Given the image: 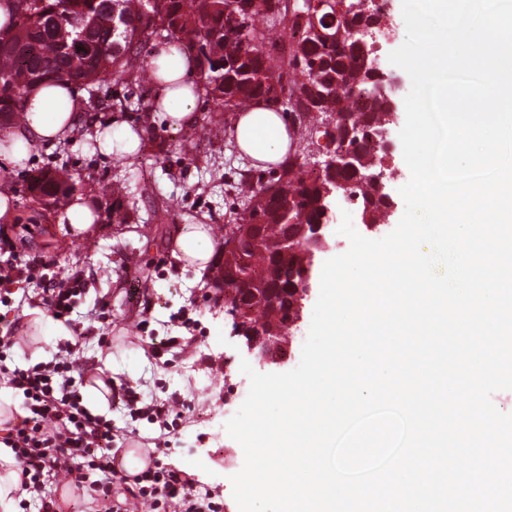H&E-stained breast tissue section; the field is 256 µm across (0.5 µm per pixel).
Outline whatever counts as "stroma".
Segmentation results:
<instances>
[{"label":"stroma","instance_id":"obj_1","mask_svg":"<svg viewBox=\"0 0 512 512\" xmlns=\"http://www.w3.org/2000/svg\"><path fill=\"white\" fill-rule=\"evenodd\" d=\"M152 94V84L139 89L138 112L92 115L96 122L140 132L137 155L116 159L110 152H95L87 140L79 138L68 143L66 154H56L43 144L29 150L21 163L8 164L13 213L0 218V259L14 255L23 262L47 257L56 261L60 274L79 269L88 276L87 292L71 318L82 326H94L112 342L83 344L82 361L94 363L115 383L137 385L144 399L179 395L187 406L185 423L165 463L216 488L224 512H238L230 477L243 465V450L229 436L213 437L209 425L224 421L225 391L247 396L250 383L240 371V360L247 352L231 335L232 319L223 303L215 301L213 283H196L193 270L176 263L170 253L183 225L213 228L230 223L238 205L230 185L255 175L256 170L234 143L232 114L207 112L200 102L198 125L173 130L152 111ZM208 121L221 126L220 138L203 136L200 126ZM62 163L79 178V194L90 202L96 216L83 233L58 223L61 205L42 208L31 202L27 188L31 170ZM384 165L395 175L386 181L393 205L379 226L382 237L404 214L399 190L410 179L401 148L385 155ZM122 178L129 185L125 204L130 221L116 224L111 189ZM107 268L112 271L108 280L103 277ZM184 310L196 322L195 360L175 357L167 366H154L140 346V318L148 319L146 331L160 344L180 335V328L167 329L163 323ZM20 316V343L7 366L25 368L51 360L61 337L54 335L51 325L37 322L29 306H22Z\"/></svg>","mask_w":512,"mask_h":512}]
</instances>
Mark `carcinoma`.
Instances as JSON below:
<instances>
[{"instance_id":"carcinoma-1","label":"carcinoma","mask_w":512,"mask_h":512,"mask_svg":"<svg viewBox=\"0 0 512 512\" xmlns=\"http://www.w3.org/2000/svg\"><path fill=\"white\" fill-rule=\"evenodd\" d=\"M0 24V130L24 119L19 101L41 84L69 82L83 89L103 90L110 82H150L157 67L141 56V45L149 39L173 40L178 50L197 66L201 97L213 101L223 112H241L263 101L274 110L299 113L303 136L312 135L325 119L335 120L337 147L345 146L357 155V167L335 176L323 172L309 180L307 159H288L280 168L255 179L232 185L240 198L233 212L240 241L234 259L215 264L214 282L232 276L244 289L239 299L247 308V329L269 324L272 311L253 292L278 289V322L286 335L290 306L288 288L296 261H288L280 244L291 239L295 229L291 216H303L305 223H320L322 188L334 178L339 187L359 198L361 210L371 223L378 221L385 203L377 196L373 180L382 145L371 136L392 125L393 108L376 92L377 76L365 60L359 30L366 21L361 0L346 4L342 17V40L327 41L314 33L313 16L297 2L288 13V0H160L153 14L140 10L142 0H112L116 16L104 8L103 0H11ZM291 20L289 55L278 57L266 50L274 45L270 31ZM84 31L79 37L76 29ZM347 87L336 96V84ZM366 96L370 110L359 112L352 96ZM127 185L112 183V217L127 219L124 208ZM28 190L35 201L57 203L73 194L76 179L65 167L41 169L28 178Z\"/></svg>"}]
</instances>
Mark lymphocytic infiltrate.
I'll list each match as a JSON object with an SVG mask.
<instances>
[{"label":"lymphocytic infiltrate","instance_id":"1","mask_svg":"<svg viewBox=\"0 0 512 512\" xmlns=\"http://www.w3.org/2000/svg\"><path fill=\"white\" fill-rule=\"evenodd\" d=\"M52 262H9L0 265V304H10L11 284H29L31 292L22 298L45 308L55 319L69 315L87 282L82 272H71L67 279L52 275ZM19 322H11L0 336V374L22 393L26 416L6 419L5 436L0 442L11 448L19 475L21 512H64L52 487L57 480L68 481L74 496H89L102 512H124L129 500L149 503L153 512H223L218 493L202 485L193 475L163 464L181 413L171 399L144 400L136 387L122 384L112 388V400L128 410L131 417L157 425L149 454L152 466L129 475L119 469V451L114 447L112 423L92 415L83 404L81 390L86 368L75 357L76 348L65 345L53 360L32 367L8 368L5 361L18 344Z\"/></svg>","mask_w":512,"mask_h":512}]
</instances>
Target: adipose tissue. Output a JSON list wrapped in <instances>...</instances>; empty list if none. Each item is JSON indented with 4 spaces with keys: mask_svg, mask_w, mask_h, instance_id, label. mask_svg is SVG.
Segmentation results:
<instances>
[{
    "mask_svg": "<svg viewBox=\"0 0 512 512\" xmlns=\"http://www.w3.org/2000/svg\"><path fill=\"white\" fill-rule=\"evenodd\" d=\"M151 60L160 73L152 97L154 111L162 114L168 128L178 130L194 125L198 100L194 62L180 56L173 43L156 45ZM23 110L24 123L12 129L7 147L0 148V156L10 162L21 161L30 147L43 143L101 136L98 125L90 123L87 114L81 112L79 93L71 84L37 87L26 96ZM234 131L238 150L252 160L254 167L265 169L278 164L290 150L287 114L269 110L264 104H255L249 111L238 113ZM176 247L179 261L192 266L195 275L206 271L213 244L204 225L182 226Z\"/></svg>",
    "mask_w": 512,
    "mask_h": 512,
    "instance_id": "ef3b65f1",
    "label": "adipose tissue"
}]
</instances>
